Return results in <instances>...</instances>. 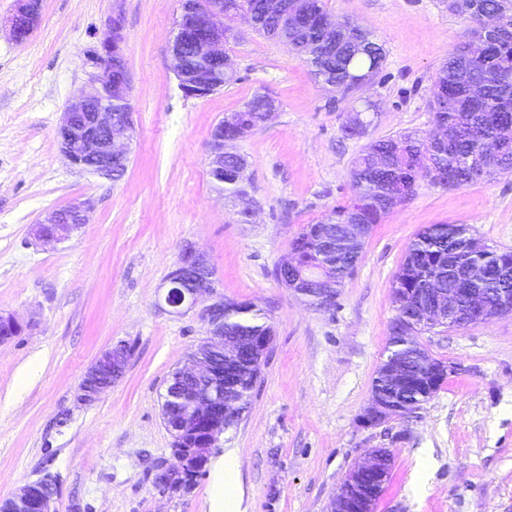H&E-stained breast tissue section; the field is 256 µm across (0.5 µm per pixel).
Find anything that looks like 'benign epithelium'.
Returning <instances> with one entry per match:
<instances>
[{
  "instance_id": "1",
  "label": "benign epithelium",
  "mask_w": 512,
  "mask_h": 512,
  "mask_svg": "<svg viewBox=\"0 0 512 512\" xmlns=\"http://www.w3.org/2000/svg\"><path fill=\"white\" fill-rule=\"evenodd\" d=\"M42 0H17L10 19L15 41H24L41 20ZM197 31L193 39L194 65L184 66L182 40L185 33ZM230 27L224 24L222 0H182V12L177 23V33L171 47V67L179 80V87L187 97L204 98L224 88V79L234 78V71L224 43ZM122 19L120 14L109 18L100 41L101 50L90 56L94 72L90 91L76 97L63 113L57 135L61 150L72 165L105 176L112 169L126 164L128 144L136 134L131 112L122 108L129 100L130 84L123 50ZM211 165L224 163L228 142L224 141V122L217 123L211 134ZM89 208L83 203L47 213L37 227V235L47 241H60L87 223ZM288 269V287L303 294L302 285L315 282L316 304L329 306L336 298V285L322 267L304 266L295 251L280 264ZM214 271L207 256L187 248L177 267L169 274L165 303L175 312L191 309L199 299L208 294L212 302L201 311L206 325V336L192 351L180 371L198 382L191 405L181 412L176 425H167L174 439L184 434L197 437L188 459L198 470L204 469L210 448L217 435L224 431V418L217 414L218 403H224V412L240 419L243 409L239 402L225 398L224 386L216 381L217 360L230 364L239 354L250 353L257 357L269 349L272 335H224V295L217 292L213 281ZM485 279L482 266L472 265L455 272L448 278V291H436L435 303L419 307L415 322L394 320L397 339L411 343L417 358L419 376L441 383L452 371V366L433 357L427 348L413 336L418 330L436 326L466 328L492 318L512 316V290L499 289L494 299H489L481 285ZM129 353L123 346L111 348L101 354L88 369L81 384L82 399L94 400L101 390L112 387V382L124 373ZM393 388L403 386L409 379L404 363L394 357L387 358L378 370ZM418 406L396 403L390 395L374 386L370 406L361 416L364 427H377L393 417L413 413ZM387 449L375 448L364 462L355 466L332 498L329 512H374L376 500L370 499L368 482L385 486L389 471L385 467ZM54 491L47 482L40 481L23 487L14 497L0 501V512H54Z\"/></svg>"
}]
</instances>
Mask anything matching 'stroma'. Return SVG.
Returning <instances> with one entry per match:
<instances>
[{
	"instance_id": "stroma-1",
	"label": "stroma",
	"mask_w": 512,
	"mask_h": 512,
	"mask_svg": "<svg viewBox=\"0 0 512 512\" xmlns=\"http://www.w3.org/2000/svg\"><path fill=\"white\" fill-rule=\"evenodd\" d=\"M332 17L372 32L387 57L365 97L362 136L341 128L353 101L315 81L287 45L235 23L233 83L188 98L171 69L179 0H44L23 43L0 0V315L23 324L0 343V500L43 477L56 512H210L213 470L185 495L161 493L173 438L162 419L172 373L205 335L199 309L173 313L166 278L194 247L225 300L261 309L273 339L250 404L221 434L212 461L235 449L242 512H327L369 449L392 456L375 512H512V316L417 339L451 365L410 417L366 428L372 382L396 316L394 278L418 232L462 224L512 250V172L460 188L419 180L375 225L332 305L308 302L272 271L308 224L352 198L350 169L370 142L429 132L434 78L471 27L444 0H325ZM121 13L137 138L122 177L72 166L57 127L89 85L87 56ZM278 102L263 127L233 142L245 195L211 174L210 136L255 94ZM90 202V220L59 244L37 240L45 215ZM132 352L92 403L82 378L107 348Z\"/></svg>"
}]
</instances>
